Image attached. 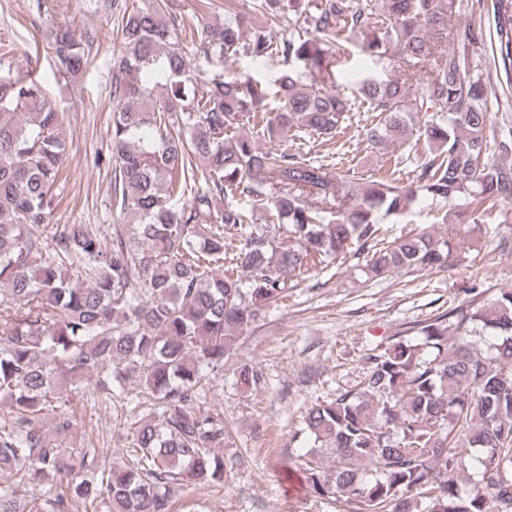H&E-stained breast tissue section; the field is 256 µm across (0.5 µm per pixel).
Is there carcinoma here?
Masks as SVG:
<instances>
[{
	"label": "carcinoma",
	"instance_id": "carcinoma-1",
	"mask_svg": "<svg viewBox=\"0 0 512 512\" xmlns=\"http://www.w3.org/2000/svg\"><path fill=\"white\" fill-rule=\"evenodd\" d=\"M457 0H225L229 18L214 26L198 0L188 21L168 0H112L122 11L124 52L115 64L107 136L114 205L136 218L112 241L84 224L46 234L54 187L66 158L62 117L33 80L0 76V471L57 485L22 502L0 485V512H78L102 499L107 512H175V486L222 485L242 463L224 455V416L201 408L212 376L224 369L261 312L288 296L289 283L337 260L365 254L379 279L405 269L442 270L454 254L447 235L426 231L392 242L381 222L406 212L419 195L450 207L491 211L512 200V135L489 136L493 103L473 67L483 32L448 27ZM304 16V34L272 41L252 14L272 23L284 7ZM506 82H512V0H493ZM360 34L376 66L398 57L425 64L360 81L375 113L370 144L382 149L414 135L425 156L415 179L401 161L359 201L335 166L304 163L277 147L290 132L336 139L354 100L312 79ZM447 40L448 50L436 47ZM55 63L75 75L88 42L63 24L53 34ZM222 62L239 53L281 55L294 63L275 87L249 75L198 83L184 46ZM159 72L164 83L147 77ZM418 84L412 92L413 84ZM434 111L431 118L421 113ZM253 132L240 134L244 119ZM275 145L263 150L257 138ZM252 196L265 223L231 202ZM224 209L213 210L216 199ZM335 218L327 221L323 214ZM241 238L230 248L227 241ZM417 339L392 338L366 358L357 386L302 416L313 440L302 467L310 494L343 500L352 512H512V289L488 302L474 297L425 322ZM98 389L159 407L127 424L133 454L108 466L96 451L59 448L43 429L71 432L69 399L90 377ZM245 394L266 386L260 366L242 361ZM478 453L479 479L465 490L451 478L458 448Z\"/></svg>",
	"mask_w": 512,
	"mask_h": 512
}]
</instances>
